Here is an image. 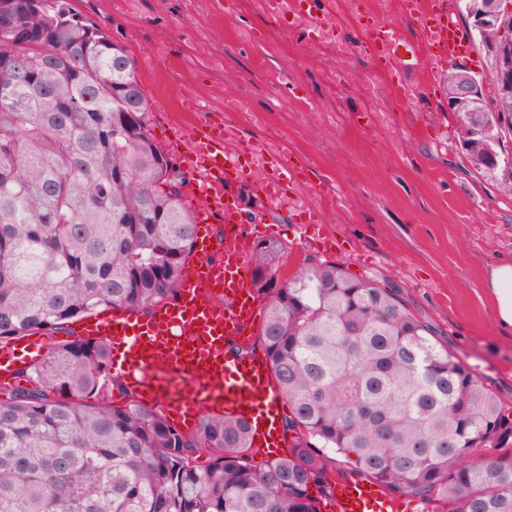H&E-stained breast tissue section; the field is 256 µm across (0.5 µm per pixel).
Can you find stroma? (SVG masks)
<instances>
[{
    "label": "stroma",
    "mask_w": 512,
    "mask_h": 512,
    "mask_svg": "<svg viewBox=\"0 0 512 512\" xmlns=\"http://www.w3.org/2000/svg\"><path fill=\"white\" fill-rule=\"evenodd\" d=\"M75 4L135 58L156 142L225 116L252 143L282 139L307 160V204L334 183L340 201L316 223L277 209L247 225L250 240L287 245L279 280L313 257L397 283L437 343L512 409V332L483 287L488 268L512 257V181L461 149L447 76L430 105L400 98L366 57L290 34L245 0L231 14L219 0ZM316 234L334 246L299 247Z\"/></svg>",
    "instance_id": "stroma-1"
}]
</instances>
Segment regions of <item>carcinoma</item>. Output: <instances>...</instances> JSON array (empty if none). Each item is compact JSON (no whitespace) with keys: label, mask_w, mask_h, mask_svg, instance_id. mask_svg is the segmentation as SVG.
<instances>
[{"label":"carcinoma","mask_w":512,"mask_h":512,"mask_svg":"<svg viewBox=\"0 0 512 512\" xmlns=\"http://www.w3.org/2000/svg\"><path fill=\"white\" fill-rule=\"evenodd\" d=\"M498 27L480 35L497 65L512 15ZM493 101L486 124L509 136ZM148 111L134 59L72 0H0V345L177 299L196 224ZM284 253L257 240L251 260L290 457L253 464L248 423L222 413L175 427L112 372L108 340H59L0 389V512H320L338 455L394 496L512 512L498 396L397 286L327 260L277 284Z\"/></svg>","instance_id":"cac0c4a2"}]
</instances>
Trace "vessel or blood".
I'll list each match as a JSON object with an SVG mask.
<instances>
[{"mask_svg":"<svg viewBox=\"0 0 512 512\" xmlns=\"http://www.w3.org/2000/svg\"><path fill=\"white\" fill-rule=\"evenodd\" d=\"M264 14L305 37L336 32L335 0H258ZM453 0H400L398 13L415 24L414 37L400 26L379 23L363 6L351 27L355 48L396 75L423 71L435 75L457 61L465 37L451 20ZM190 176L189 200L199 225L197 260L186 266L176 304L160 306L148 317L113 311L72 329L76 336L104 337L117 355L112 369L137 397L157 407L168 422L194 427L204 410L222 412L257 425L278 411L284 398L260 356L227 357L225 340L251 336L261 302L250 274V242L243 225L264 223V209L243 213L237 190L253 178L267 207L298 209L303 161H291L286 142L252 144L235 125L199 128L189 139L164 143ZM224 226V252L216 254L212 223ZM45 336H28L0 347V388L19 386L20 370L44 356ZM260 447L279 449L291 442L276 424L258 435ZM332 512H394L396 501L370 481L338 482L329 501Z\"/></svg>","mask_w":512,"mask_h":512,"instance_id":"b4317fda","label":"vessel or blood"}]
</instances>
